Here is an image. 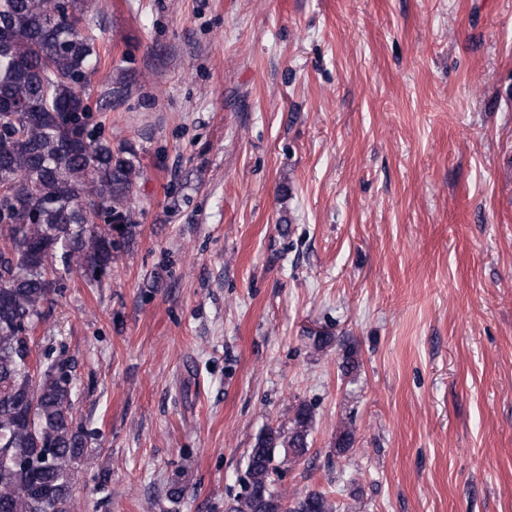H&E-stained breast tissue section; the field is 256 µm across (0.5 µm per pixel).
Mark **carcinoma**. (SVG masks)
Returning <instances> with one entry per match:
<instances>
[{
    "mask_svg": "<svg viewBox=\"0 0 512 512\" xmlns=\"http://www.w3.org/2000/svg\"><path fill=\"white\" fill-rule=\"evenodd\" d=\"M101 65L94 0H0V512H76L87 433L73 412L66 359L34 355L50 275L91 282L112 271L139 234L131 203L142 174L129 145H112L94 113L129 94L120 67L92 96ZM311 408L268 429L247 458L248 492L228 512H335L309 492L284 507L273 488L283 448L308 451Z\"/></svg>",
    "mask_w": 512,
    "mask_h": 512,
    "instance_id": "cac0c4a2",
    "label": "carcinoma"
}]
</instances>
